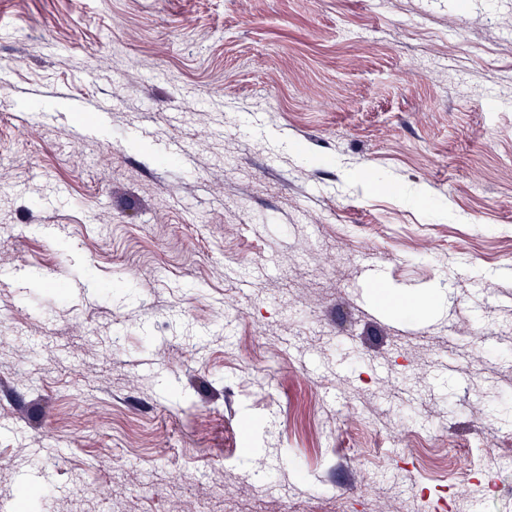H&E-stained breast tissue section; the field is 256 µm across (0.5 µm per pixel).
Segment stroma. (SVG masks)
Masks as SVG:
<instances>
[{"instance_id": "35a3bbf8", "label": "stroma", "mask_w": 512, "mask_h": 512, "mask_svg": "<svg viewBox=\"0 0 512 512\" xmlns=\"http://www.w3.org/2000/svg\"><path fill=\"white\" fill-rule=\"evenodd\" d=\"M509 24L0 0V504L512 512Z\"/></svg>"}]
</instances>
